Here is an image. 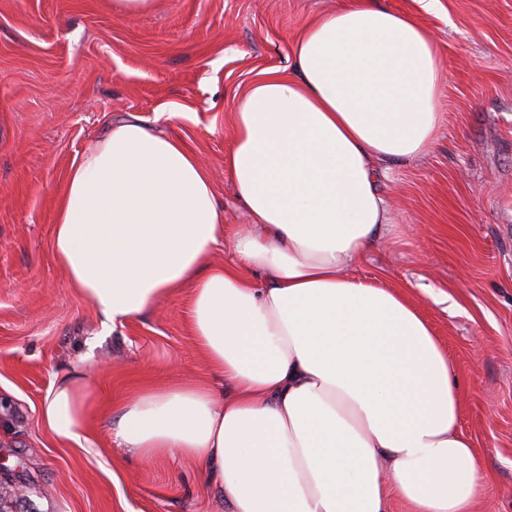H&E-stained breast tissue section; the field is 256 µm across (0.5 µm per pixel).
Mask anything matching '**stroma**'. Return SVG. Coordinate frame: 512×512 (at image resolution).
Here are the masks:
<instances>
[{"label": "stroma", "instance_id": "35a3bbf8", "mask_svg": "<svg viewBox=\"0 0 512 512\" xmlns=\"http://www.w3.org/2000/svg\"><path fill=\"white\" fill-rule=\"evenodd\" d=\"M338 2L159 0L120 18L108 0H0V458L33 474L39 512H224L195 462L142 465L108 429L116 398L208 377L189 288L103 332L53 257L55 201L73 158L132 113L180 136L226 223H245L224 173L234 105L266 71L289 73L297 32ZM379 3L434 32L446 122L421 160L381 165L395 223L353 273L403 293L432 327L489 476L474 512H512V0H439L430 14L417 0ZM74 369L94 402L79 446L39 415Z\"/></svg>", "mask_w": 512, "mask_h": 512}]
</instances>
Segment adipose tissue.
<instances>
[{
	"mask_svg": "<svg viewBox=\"0 0 512 512\" xmlns=\"http://www.w3.org/2000/svg\"><path fill=\"white\" fill-rule=\"evenodd\" d=\"M429 29L344 0L297 33L293 72L237 100L224 167L249 224L224 222L175 135L131 115L73 159L52 253L104 328L191 285L210 376L112 403V440L142 462L203 467L224 512H473L487 476L459 428L460 385L403 295L351 276L395 218L376 165L420 159L444 116ZM234 258L209 259L224 238ZM85 374L56 379L40 419L87 439Z\"/></svg>",
	"mask_w": 512,
	"mask_h": 512,
	"instance_id": "adipose-tissue-1",
	"label": "adipose tissue"
}]
</instances>
